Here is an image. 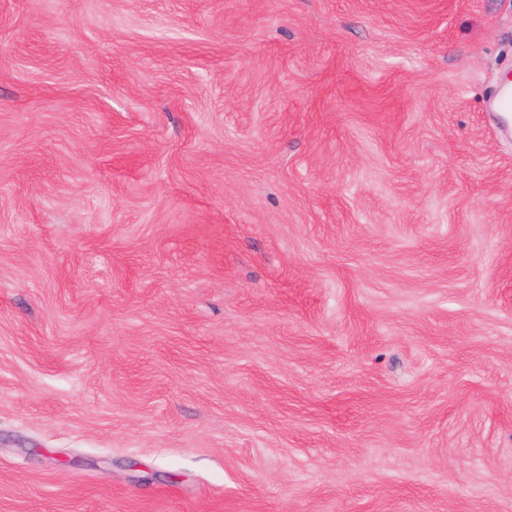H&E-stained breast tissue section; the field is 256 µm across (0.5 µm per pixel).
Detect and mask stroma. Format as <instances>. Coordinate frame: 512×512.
Returning a JSON list of instances; mask_svg holds the SVG:
<instances>
[{
  "label": "stroma",
  "instance_id": "obj_1",
  "mask_svg": "<svg viewBox=\"0 0 512 512\" xmlns=\"http://www.w3.org/2000/svg\"><path fill=\"white\" fill-rule=\"evenodd\" d=\"M512 0H0V512H512Z\"/></svg>",
  "mask_w": 512,
  "mask_h": 512
}]
</instances>
